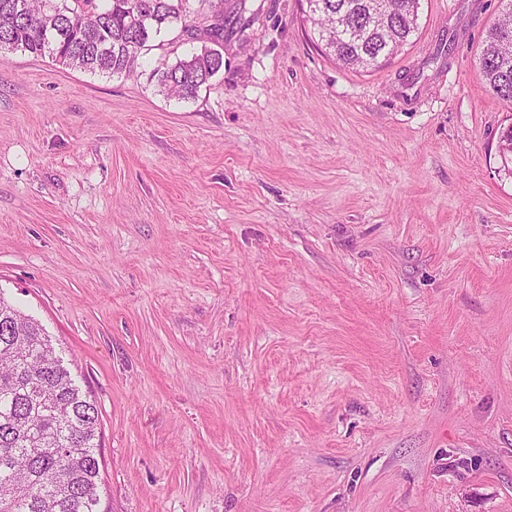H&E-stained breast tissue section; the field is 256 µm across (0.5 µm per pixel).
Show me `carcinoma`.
<instances>
[{
	"mask_svg": "<svg viewBox=\"0 0 512 512\" xmlns=\"http://www.w3.org/2000/svg\"><path fill=\"white\" fill-rule=\"evenodd\" d=\"M0 0V51L47 56L72 69L132 74L139 56L173 31L197 38L198 0ZM215 19L203 46L150 74L160 91L183 100L224 67V0H210ZM316 0L306 17L325 54L352 70L375 69L419 30L420 0ZM489 26L478 55L485 85L512 103V0ZM58 23L56 48L45 44L44 23ZM99 412L70 373L53 360L37 321L0 295V512H101Z\"/></svg>",
	"mask_w": 512,
	"mask_h": 512,
	"instance_id": "obj_1",
	"label": "carcinoma"
}]
</instances>
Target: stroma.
<instances>
[{"label":"stroma","mask_w":512,"mask_h":512,"mask_svg":"<svg viewBox=\"0 0 512 512\" xmlns=\"http://www.w3.org/2000/svg\"><path fill=\"white\" fill-rule=\"evenodd\" d=\"M303 0H224L196 99L0 53V294L100 411L104 512H512L500 0H421L369 72ZM502 10L489 26L478 55L485 85L506 103H512V0H501Z\"/></svg>","instance_id":"stroma-1"}]
</instances>
